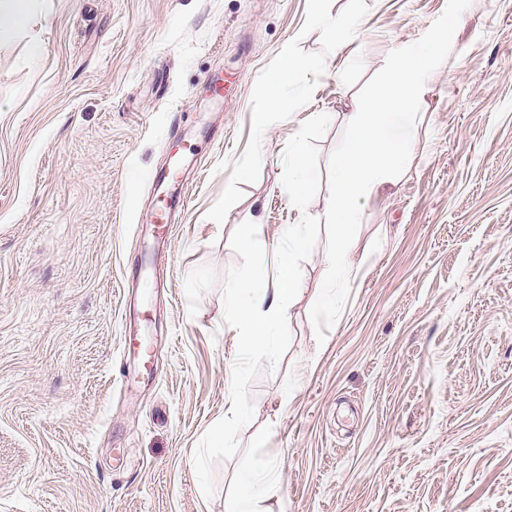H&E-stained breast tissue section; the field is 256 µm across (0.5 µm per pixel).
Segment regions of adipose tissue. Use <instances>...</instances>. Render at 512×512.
Segmentation results:
<instances>
[{
	"mask_svg": "<svg viewBox=\"0 0 512 512\" xmlns=\"http://www.w3.org/2000/svg\"><path fill=\"white\" fill-rule=\"evenodd\" d=\"M447 30L444 23L428 27L420 47L398 51L385 72L383 89L370 98H353L344 117L334 191L321 214L322 222L334 228L327 264L336 280L350 272L347 244L360 209L384 195L414 154L416 106L444 60ZM282 239L285 247L273 267H260L232 285L229 312L239 327L240 358L269 354L270 338L296 294L293 257L305 242L302 225H287Z\"/></svg>",
	"mask_w": 512,
	"mask_h": 512,
	"instance_id": "ef3b65f1",
	"label": "adipose tissue"
}]
</instances>
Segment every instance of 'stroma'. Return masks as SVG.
Wrapping results in <instances>:
<instances>
[{"label": "stroma", "mask_w": 512, "mask_h": 512, "mask_svg": "<svg viewBox=\"0 0 512 512\" xmlns=\"http://www.w3.org/2000/svg\"><path fill=\"white\" fill-rule=\"evenodd\" d=\"M30 10L0 41V512H229L246 466L276 469L260 512H512V0ZM427 21L454 34L416 154L362 208L336 284L319 216L342 101L374 94ZM287 51L298 100L277 112L266 78ZM298 145L299 209L280 188ZM177 163L189 201L163 242L151 175ZM251 223L306 238L274 367L238 365L228 312L232 281L276 261L240 245ZM131 330L150 368L125 359Z\"/></svg>", "instance_id": "35a3bbf8"}]
</instances>
